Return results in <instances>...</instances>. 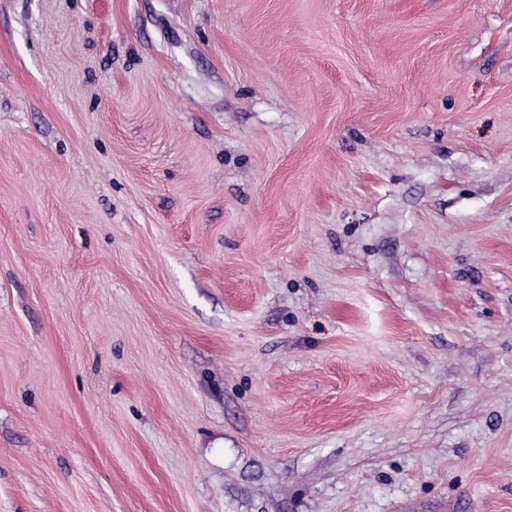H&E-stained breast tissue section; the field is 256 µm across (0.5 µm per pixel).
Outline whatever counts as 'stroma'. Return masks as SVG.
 Segmentation results:
<instances>
[{
  "instance_id": "obj_1",
  "label": "stroma",
  "mask_w": 512,
  "mask_h": 512,
  "mask_svg": "<svg viewBox=\"0 0 512 512\" xmlns=\"http://www.w3.org/2000/svg\"><path fill=\"white\" fill-rule=\"evenodd\" d=\"M0 512H512V0H0Z\"/></svg>"
}]
</instances>
